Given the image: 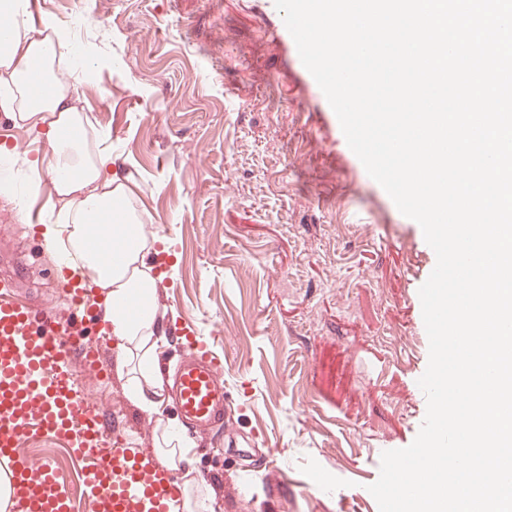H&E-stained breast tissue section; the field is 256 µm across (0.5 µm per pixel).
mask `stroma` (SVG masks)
<instances>
[{"instance_id": "stroma-1", "label": "stroma", "mask_w": 512, "mask_h": 512, "mask_svg": "<svg viewBox=\"0 0 512 512\" xmlns=\"http://www.w3.org/2000/svg\"><path fill=\"white\" fill-rule=\"evenodd\" d=\"M38 3L65 28L79 16L98 54L64 77L157 237L155 304L224 360L231 425L202 439L178 429L188 497L209 512H379L368 487L381 454L409 446L427 410L411 298L436 257L420 225L344 153L311 89L271 81L284 59L240 0ZM1 224L17 293L69 312L61 252L0 195ZM100 358L104 373L78 370L80 387L133 445L158 446L180 416L169 393L145 409L116 345ZM265 455L288 478L283 499L255 464Z\"/></svg>"}]
</instances>
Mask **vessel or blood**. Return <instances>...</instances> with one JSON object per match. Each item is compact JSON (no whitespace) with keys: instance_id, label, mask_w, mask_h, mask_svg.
<instances>
[{"instance_id":"vessel-or-blood-1","label":"vessel or blood","mask_w":512,"mask_h":512,"mask_svg":"<svg viewBox=\"0 0 512 512\" xmlns=\"http://www.w3.org/2000/svg\"><path fill=\"white\" fill-rule=\"evenodd\" d=\"M246 2L292 61L293 78L313 84L274 0ZM57 283L68 291L72 315L37 309L14 295L10 278L0 279V477L9 512H70L67 475L53 459L26 451L42 436L71 448L96 512H171L182 496L177 469L150 446L128 447L94 396L77 386L76 368L93 372L98 363L82 323H103L105 314L66 273ZM182 346L187 356L176 376L177 406L186 423L207 435L223 425L224 362L197 336H184Z\"/></svg>"}]
</instances>
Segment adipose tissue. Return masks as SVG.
<instances>
[{"instance_id":"1","label":"adipose tissue","mask_w":512,"mask_h":512,"mask_svg":"<svg viewBox=\"0 0 512 512\" xmlns=\"http://www.w3.org/2000/svg\"><path fill=\"white\" fill-rule=\"evenodd\" d=\"M26 8L27 0H0V21L6 24L0 31V112L42 133L48 151L39 169L57 201L42 237L50 243L68 238L77 255L71 273L89 277L104 301L123 362L137 365L131 394L150 408L154 401L141 382L151 376L159 336L151 311L154 279L144 267L149 236L111 149L102 137L89 135L86 115L62 77L68 30L51 24L33 28ZM114 238L124 241L125 251L110 262L105 252Z\"/></svg>"}]
</instances>
